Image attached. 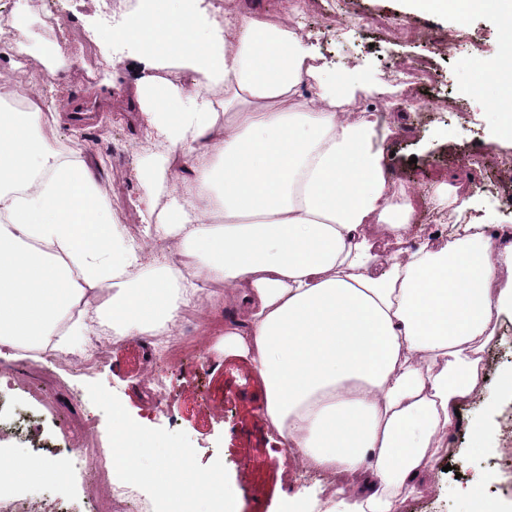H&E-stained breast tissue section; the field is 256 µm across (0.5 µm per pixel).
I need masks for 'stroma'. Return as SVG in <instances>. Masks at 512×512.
<instances>
[{
	"mask_svg": "<svg viewBox=\"0 0 512 512\" xmlns=\"http://www.w3.org/2000/svg\"><path fill=\"white\" fill-rule=\"evenodd\" d=\"M63 26L56 39L67 67L49 73L30 57L20 56L16 44L0 43V83L18 80L43 91L45 107L61 114L50 140L51 150H79L102 179L109 198V221L139 238L149 252L161 242L143 237L132 205L141 192L131 172L158 147L147 139L138 120V106L129 95L132 70L112 65V48L100 40L104 31L96 0H54ZM349 22L337 30L336 16ZM296 30L336 70L354 71L357 79L382 85L393 66L422 62L439 76L422 91L413 107L386 101L378 94L367 106L389 113L398 134L388 146L396 179L417 192L414 231L406 239L414 249L432 236L451 238L454 227L440 221L433 190L447 182L467 187L476 199L472 215L486 224L512 226V193L504 192L488 155L512 156V142L497 135L493 107L502 88L498 82H478L474 59L497 60L501 32L492 10L473 14L458 31L446 21L402 12L400 0H305L294 12ZM457 33L462 44L449 48ZM94 42H85V34ZM92 103L88 120L76 111ZM223 300L211 305L198 323L182 321L178 329L191 350L175 360L159 355L148 336L115 342L111 331L100 339L106 350L96 369L82 366L83 351H47L36 358H0V407L37 420L51 462L84 447V425L96 424L97 447L112 445V415L139 432L143 448L138 465L145 479L141 491L154 495V477L168 450L186 449L191 481L199 471H218L233 500L235 512H289L299 488L317 492L324 478L300 468L293 450L284 449L267 425L256 371L243 357L214 349L230 321ZM481 393L461 403L460 416L445 439L444 450L430 469L416 479L402 512H481L494 504L512 512V396L502 393L501 381L512 372V319L503 318L497 335L482 351ZM494 432L495 447L480 450L471 441L476 424ZM20 497L55 500L63 512H110L112 503L85 465H72L58 482L22 483Z\"/></svg>",
	"mask_w": 512,
	"mask_h": 512,
	"instance_id": "35a3bbf8",
	"label": "stroma"
}]
</instances>
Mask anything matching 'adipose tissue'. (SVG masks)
<instances>
[{
  "mask_svg": "<svg viewBox=\"0 0 512 512\" xmlns=\"http://www.w3.org/2000/svg\"><path fill=\"white\" fill-rule=\"evenodd\" d=\"M137 0L111 39L133 50L131 90L162 147L134 176L153 261L108 221L81 153L48 145L42 95L0 85V354L71 352L115 335L174 334L187 306L225 297L241 318L224 345L258 371L266 417L300 465L328 476L297 512H401L454 409L480 382V353L512 316V245L488 225L403 249L415 211L386 146L396 128L360 109L365 82L328 75L320 53L248 0ZM409 14L495 9L512 67V0H404ZM166 206H159L160 197ZM153 265L145 280L131 268Z\"/></svg>",
  "mask_w": 512,
  "mask_h": 512,
  "instance_id": "ef3b65f1",
  "label": "adipose tissue"
}]
</instances>
